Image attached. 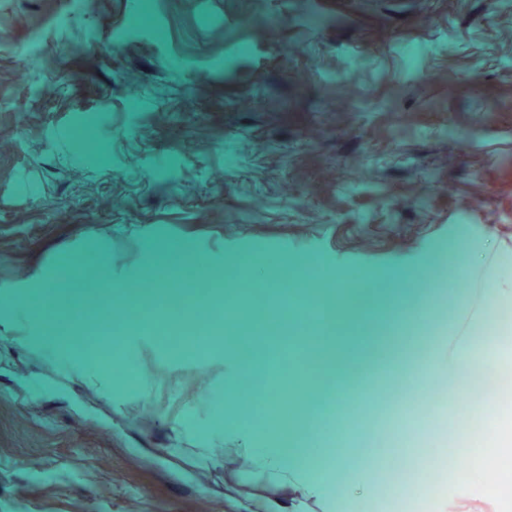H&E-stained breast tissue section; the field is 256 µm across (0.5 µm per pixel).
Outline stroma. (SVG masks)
<instances>
[{
  "label": "stroma",
  "instance_id": "35a3bbf8",
  "mask_svg": "<svg viewBox=\"0 0 512 512\" xmlns=\"http://www.w3.org/2000/svg\"><path fill=\"white\" fill-rule=\"evenodd\" d=\"M511 39L505 0H0V512H227L225 483L278 493L227 460L283 448L284 385L326 406L353 360L382 417L372 350L410 375L447 372L462 401L458 348L492 370L512 360V327L492 317L512 304ZM457 249L474 313L449 304L410 346L379 331L314 359L272 343L279 368L233 409L245 366L214 341L222 321L187 353L156 328L187 295L267 306L314 255L321 292L339 283L378 317ZM67 263L80 274L59 280ZM398 272L409 287H390ZM54 286L44 320L17 303ZM126 295L142 313L115 328L113 368L82 340ZM256 413L264 426L243 432ZM480 483L450 474L437 512H497Z\"/></svg>",
  "mask_w": 512,
  "mask_h": 512
}]
</instances>
